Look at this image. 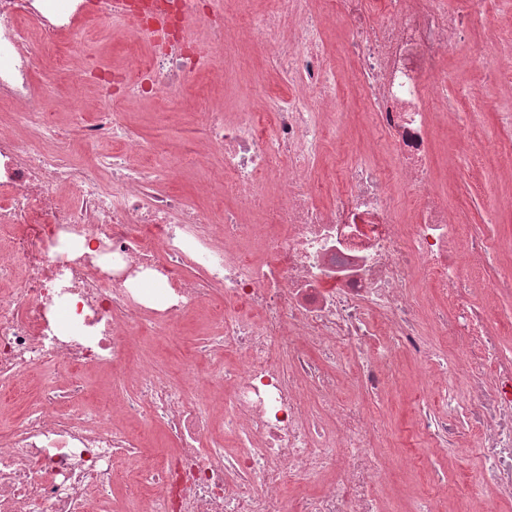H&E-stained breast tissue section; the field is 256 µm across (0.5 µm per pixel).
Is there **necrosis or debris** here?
<instances>
[{"label":"necrosis or debris","instance_id":"necrosis-or-debris-1","mask_svg":"<svg viewBox=\"0 0 512 512\" xmlns=\"http://www.w3.org/2000/svg\"><path fill=\"white\" fill-rule=\"evenodd\" d=\"M235 2L205 16L198 0H0V113L20 119L0 120V398L42 372L36 403L0 430V512H112L119 489L132 512H387L384 407L344 400L336 369L379 399L404 359L437 387L411 402L415 435L457 446L465 417L479 512L512 506V355L495 316L512 273L489 266L503 240L474 234L434 182L448 55L482 0H265L247 24ZM116 17L122 67L74 66L69 43ZM333 18L365 92L356 146L321 37ZM242 47L305 92L261 73L235 116L201 108L185 163L219 156L207 187L236 204L206 210L121 105L188 109ZM40 70L66 76L72 135ZM203 308L195 392L135 361L143 337L176 341ZM131 423L162 426L174 455Z\"/></svg>","mask_w":512,"mask_h":512}]
</instances>
